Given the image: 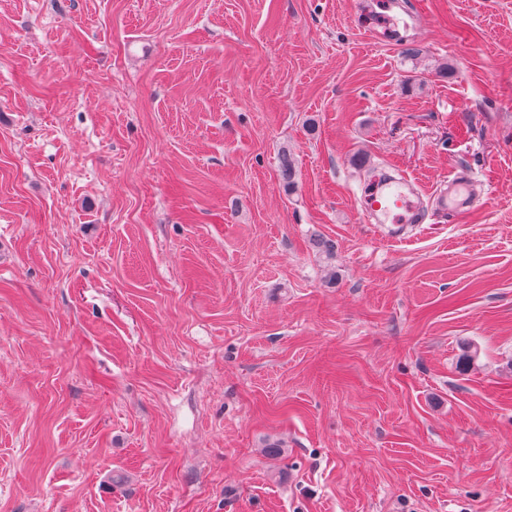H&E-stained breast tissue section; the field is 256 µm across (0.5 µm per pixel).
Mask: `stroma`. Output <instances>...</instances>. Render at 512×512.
Wrapping results in <instances>:
<instances>
[{
  "instance_id": "1",
  "label": "stroma",
  "mask_w": 512,
  "mask_h": 512,
  "mask_svg": "<svg viewBox=\"0 0 512 512\" xmlns=\"http://www.w3.org/2000/svg\"><path fill=\"white\" fill-rule=\"evenodd\" d=\"M406 2L0 0V512H512V0ZM488 199V193L477 189L472 177L457 173L448 179V186L433 200L438 210L448 213V217H455L484 206ZM361 204L363 220L365 215H370L382 223H422L419 196L406 181H369L362 188Z\"/></svg>"
}]
</instances>
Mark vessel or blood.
<instances>
[{"label":"vessel or blood","instance_id":"1","mask_svg":"<svg viewBox=\"0 0 512 512\" xmlns=\"http://www.w3.org/2000/svg\"><path fill=\"white\" fill-rule=\"evenodd\" d=\"M487 201V193L477 189L473 178L463 173L449 179L447 187L434 197L436 208L452 217L482 207ZM361 204L363 214L383 223L418 224L422 221L419 197L404 181L366 183Z\"/></svg>","mask_w":512,"mask_h":512}]
</instances>
